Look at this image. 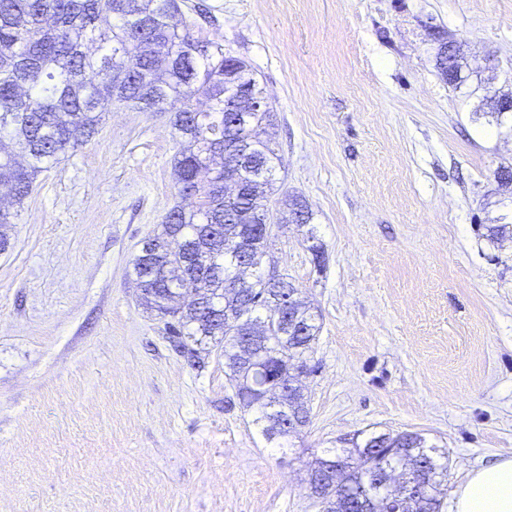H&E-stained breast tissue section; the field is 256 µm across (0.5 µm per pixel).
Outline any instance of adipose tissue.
<instances>
[{
  "label": "adipose tissue",
  "mask_w": 512,
  "mask_h": 512,
  "mask_svg": "<svg viewBox=\"0 0 512 512\" xmlns=\"http://www.w3.org/2000/svg\"><path fill=\"white\" fill-rule=\"evenodd\" d=\"M455 512H512V455L470 470L454 491Z\"/></svg>",
  "instance_id": "obj_1"
}]
</instances>
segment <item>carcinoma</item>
<instances>
[{"instance_id": "1", "label": "carcinoma", "mask_w": 512, "mask_h": 512, "mask_svg": "<svg viewBox=\"0 0 512 512\" xmlns=\"http://www.w3.org/2000/svg\"><path fill=\"white\" fill-rule=\"evenodd\" d=\"M440 75L451 85L461 79L465 52L437 57ZM263 89L246 61L192 34L178 0H0V186L20 207L38 176L99 133L112 105L140 112H170L181 149L173 176L191 209L176 205L159 233L144 239L153 255H136L133 273L141 304L171 320L166 331L175 351L190 365L204 364L203 344L224 348L225 374L235 382L241 407L257 409L254 423L268 442L285 438L309 422L302 392L285 404L264 397L295 369L308 366L318 326L310 307L291 288V306L300 329H285L267 302L268 274L259 262L244 287L237 277L232 244L244 229L269 237L267 189L279 160L273 142L262 137L272 125L271 108L249 113V125L232 128L225 92ZM254 140L260 168L241 172L245 192L224 196V150ZM283 213L306 225L311 217L297 198L282 200ZM197 283L195 306L173 305L184 278ZM262 336L255 354L261 369L238 356L243 324ZM347 469L346 483L322 486L324 512H356L348 502L385 495L370 478L378 467L395 466L408 476L399 512H441L440 486L448 478V449L426 443L417 432L372 433L355 444L354 455L334 456Z\"/></svg>"}]
</instances>
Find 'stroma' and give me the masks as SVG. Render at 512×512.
I'll return each mask as SVG.
<instances>
[{"instance_id":"35a3bbf8","label":"stroma","mask_w":512,"mask_h":512,"mask_svg":"<svg viewBox=\"0 0 512 512\" xmlns=\"http://www.w3.org/2000/svg\"><path fill=\"white\" fill-rule=\"evenodd\" d=\"M246 60L275 113L271 210L303 198L322 246L277 224L276 271L318 314L310 420L281 447L213 348L195 369L139 299L132 260L179 203L170 115L114 107L42 173L0 251V512H321L324 451L418 432L448 451L441 512L512 453V0H181ZM464 43L448 85L430 27Z\"/></svg>"}]
</instances>
